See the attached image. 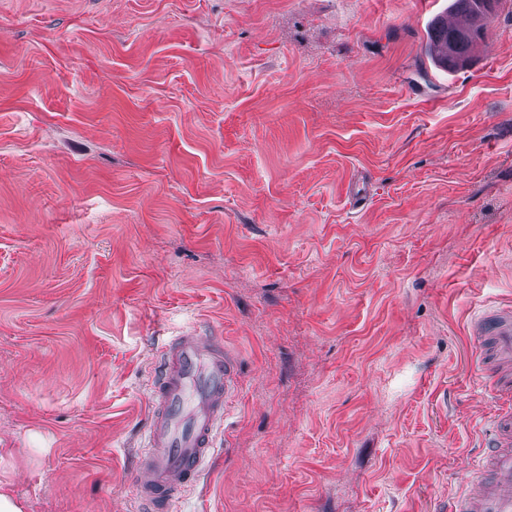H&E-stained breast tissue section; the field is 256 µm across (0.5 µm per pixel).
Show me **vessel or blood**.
I'll return each instance as SVG.
<instances>
[{"instance_id":"obj_1","label":"vessel or blood","mask_w":512,"mask_h":512,"mask_svg":"<svg viewBox=\"0 0 512 512\" xmlns=\"http://www.w3.org/2000/svg\"><path fill=\"white\" fill-rule=\"evenodd\" d=\"M479 383L490 403L477 429L483 451L448 501V512H512V306L470 320ZM241 389L238 355L195 331L163 351L151 387L147 444L137 459L147 479L136 486L142 512H171L213 454L216 428Z\"/></svg>"}]
</instances>
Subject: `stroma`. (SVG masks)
Returning a JSON list of instances; mask_svg holds the SVG:
<instances>
[{
    "label": "stroma",
    "instance_id": "1",
    "mask_svg": "<svg viewBox=\"0 0 512 512\" xmlns=\"http://www.w3.org/2000/svg\"><path fill=\"white\" fill-rule=\"evenodd\" d=\"M452 0H0V480L138 512L160 352L239 354L174 512H439L512 301V6L459 70ZM373 194L348 209L346 191Z\"/></svg>",
    "mask_w": 512,
    "mask_h": 512
}]
</instances>
